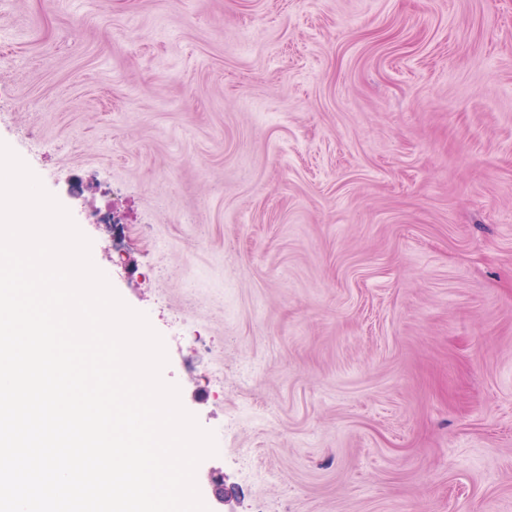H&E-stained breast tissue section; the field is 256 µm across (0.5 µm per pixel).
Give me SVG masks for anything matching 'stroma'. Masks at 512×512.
<instances>
[{
	"label": "stroma",
	"mask_w": 512,
	"mask_h": 512,
	"mask_svg": "<svg viewBox=\"0 0 512 512\" xmlns=\"http://www.w3.org/2000/svg\"><path fill=\"white\" fill-rule=\"evenodd\" d=\"M0 142L210 512H512V0H0Z\"/></svg>",
	"instance_id": "35a3bbf8"
}]
</instances>
